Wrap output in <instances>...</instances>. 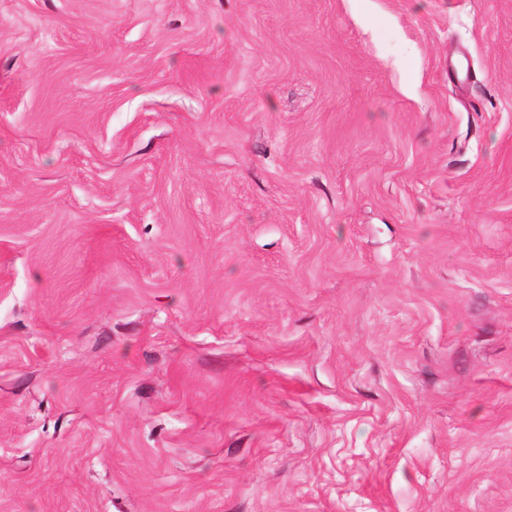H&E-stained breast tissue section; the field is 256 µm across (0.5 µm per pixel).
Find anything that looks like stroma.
I'll return each mask as SVG.
<instances>
[{"instance_id":"stroma-1","label":"stroma","mask_w":512,"mask_h":512,"mask_svg":"<svg viewBox=\"0 0 512 512\" xmlns=\"http://www.w3.org/2000/svg\"><path fill=\"white\" fill-rule=\"evenodd\" d=\"M0 512H512V0H0Z\"/></svg>"}]
</instances>
